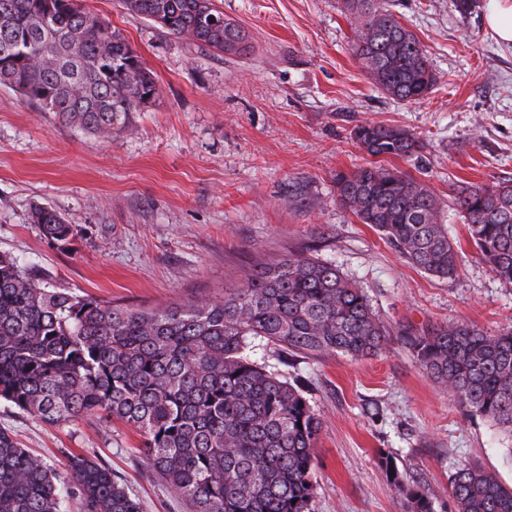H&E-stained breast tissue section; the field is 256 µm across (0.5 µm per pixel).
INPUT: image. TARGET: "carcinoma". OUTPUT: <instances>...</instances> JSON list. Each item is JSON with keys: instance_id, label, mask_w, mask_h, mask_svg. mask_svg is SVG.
<instances>
[{"instance_id": "carcinoma-1", "label": "carcinoma", "mask_w": 512, "mask_h": 512, "mask_svg": "<svg viewBox=\"0 0 512 512\" xmlns=\"http://www.w3.org/2000/svg\"><path fill=\"white\" fill-rule=\"evenodd\" d=\"M126 9L196 46L244 54L247 32L198 0H123ZM354 53L374 82L419 101L436 76L390 0H344ZM0 86L99 138L131 123L159 85L123 34L80 0H0ZM353 139L371 160L336 174L340 205L417 268L458 271L443 208L411 175L387 166L423 143L401 126L364 122ZM480 258L512 283V184H467L452 196ZM32 222L65 244L75 228L38 207ZM386 327L336 265L305 254L253 269L222 298L153 309L115 305L31 276L0 254V400L59 426L101 413L135 430L146 466L193 512H309L321 422L301 388L255 358L260 342L308 357L383 350ZM419 366L460 403L512 435V329L467 324L404 333ZM411 512L432 494L405 487ZM457 512H512V488L475 464L451 480ZM142 512L112 469L71 453L62 471L0 431V512Z\"/></svg>"}]
</instances>
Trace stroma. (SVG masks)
I'll use <instances>...</instances> for the list:
<instances>
[{"label": "stroma", "instance_id": "stroma-1", "mask_svg": "<svg viewBox=\"0 0 512 512\" xmlns=\"http://www.w3.org/2000/svg\"><path fill=\"white\" fill-rule=\"evenodd\" d=\"M244 28L249 54L213 53L129 13L83 0L120 30L160 93L100 139L0 86V252L32 275L130 307L179 306L242 287L257 265L291 253L331 261L389 329L382 352L288 357L322 429L311 512H409L390 473L457 512L450 482L475 463L512 488V436L472 414L419 366L398 331L465 323L512 326V284L480 259L449 210L457 275H429L338 202L337 172L366 165L352 131L403 127L418 156L399 161L448 205L457 185L512 181V45L485 25L489 0L460 17L451 0H394L437 76L419 102L381 91L353 53L343 0H213ZM48 207L75 228L45 239ZM0 429L53 467L84 453L106 463L143 512H191L141 458L139 436L106 418L43 424L0 403ZM32 222L38 225L44 238L61 244H66L75 231L72 224H66L56 213L44 207L34 209Z\"/></svg>", "mask_w": 512, "mask_h": 512}]
</instances>
